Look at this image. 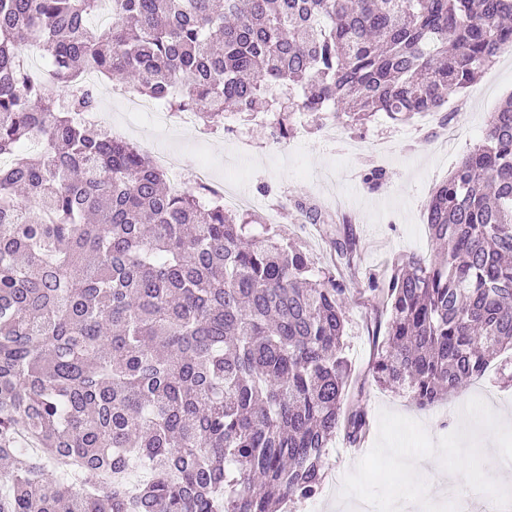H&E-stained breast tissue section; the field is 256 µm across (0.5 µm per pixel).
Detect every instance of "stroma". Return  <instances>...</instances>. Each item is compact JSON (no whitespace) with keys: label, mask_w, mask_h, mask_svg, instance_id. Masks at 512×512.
I'll return each instance as SVG.
<instances>
[{"label":"stroma","mask_w":512,"mask_h":512,"mask_svg":"<svg viewBox=\"0 0 512 512\" xmlns=\"http://www.w3.org/2000/svg\"><path fill=\"white\" fill-rule=\"evenodd\" d=\"M117 83V78L107 79L100 89L102 126L127 123L131 142L151 154L166 150L179 155L188 169L200 162L208 163L216 181H223L235 158V134L248 135L251 159L245 185L254 198L253 214L267 215L269 205H277L281 234L301 243L320 267L329 264L330 247L321 225L304 223L294 202L301 198L333 203L335 222H346L357 243V267L346 278L345 354L353 374L349 398L364 409L370 425H377L379 412L385 409L422 423L428 434L437 439L457 428V411L473 397L484 396L493 411L512 412V382L492 369L464 393L449 395L428 409L416 408L404 395L377 386L368 374L375 348L369 329L371 295L367 290L370 273L403 255L429 251L425 205L457 158L478 142L475 128L486 126L501 102L512 96V58L498 63L487 100L472 99L470 106L459 111L453 126L460 138L452 157L445 159L436 152L428 129L413 132L397 140L396 152L385 167L386 180L375 191L365 187L362 173L375 164L368 148L370 139L395 130L386 119H376L362 128L344 129L345 139L363 142L362 148L346 159L340 157L337 148L327 145L322 131L312 128L298 136L278 139L269 129L238 122L200 140L192 131L167 130L128 115L112 98V88ZM357 462V456L348 453L343 438L333 440L325 459L321 494L289 503L288 512H336L342 505L343 477Z\"/></svg>","instance_id":"stroma-1"}]
</instances>
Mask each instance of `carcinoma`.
Here are the masks:
<instances>
[{"label": "carcinoma", "instance_id": "1", "mask_svg": "<svg viewBox=\"0 0 512 512\" xmlns=\"http://www.w3.org/2000/svg\"><path fill=\"white\" fill-rule=\"evenodd\" d=\"M0 0V512H278L343 433L336 266L172 187L112 138L92 69L209 127L301 109L354 126L443 112L512 46V0ZM52 89L21 60L30 36ZM66 98L57 102L56 92ZM27 190V206L16 191ZM431 251L369 282L370 373L420 407L512 350V97L427 205Z\"/></svg>", "mask_w": 512, "mask_h": 512}]
</instances>
